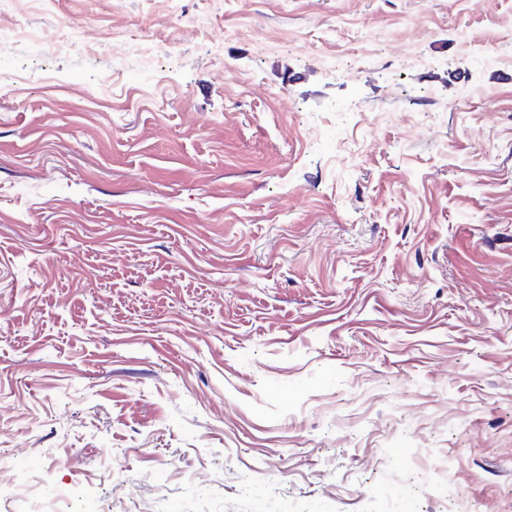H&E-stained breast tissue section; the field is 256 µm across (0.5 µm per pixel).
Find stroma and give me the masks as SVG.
<instances>
[{"label":"stroma","instance_id":"35a3bbf8","mask_svg":"<svg viewBox=\"0 0 512 512\" xmlns=\"http://www.w3.org/2000/svg\"><path fill=\"white\" fill-rule=\"evenodd\" d=\"M0 28L85 45L0 46V484L447 512L422 448L512 512V0H0Z\"/></svg>","mask_w":512,"mask_h":512}]
</instances>
